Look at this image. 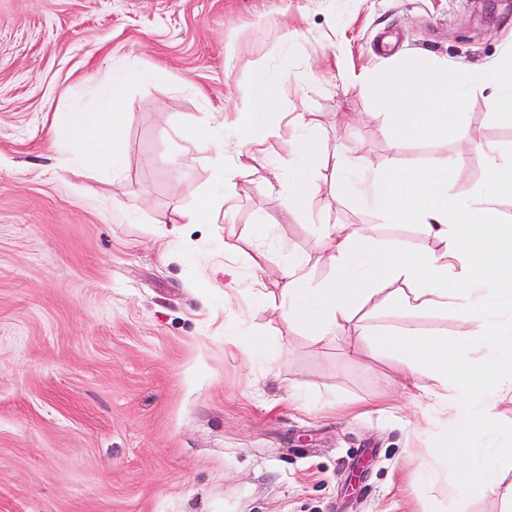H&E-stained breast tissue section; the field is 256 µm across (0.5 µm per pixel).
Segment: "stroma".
<instances>
[{
	"instance_id": "35a3bbf8",
	"label": "stroma",
	"mask_w": 512,
	"mask_h": 512,
	"mask_svg": "<svg viewBox=\"0 0 512 512\" xmlns=\"http://www.w3.org/2000/svg\"><path fill=\"white\" fill-rule=\"evenodd\" d=\"M510 30L512 0H0V512H434L413 452L444 439L445 389L424 369V393L401 389L404 360L376 337L477 322L378 295L319 341L280 316V271L301 261L309 286L329 279L318 240L333 224L441 249L348 193L336 154L363 174L448 165L466 198L485 147L512 155V122L477 92L455 133L396 150L359 73L411 53L479 68ZM119 63L151 77L122 90L115 175L55 142L73 104L97 111ZM260 76L281 105L266 128L299 114L319 145L311 219L288 212L287 149L268 138L253 164L239 137ZM212 115L220 156L193 140ZM220 164L236 173L226 204L186 223L213 202ZM249 340L269 363L246 359ZM500 472V488L449 512H512V458Z\"/></svg>"
}]
</instances>
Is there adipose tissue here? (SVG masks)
I'll list each match as a JSON object with an SVG mask.
<instances>
[{"instance_id":"obj_1","label":"adipose tissue","mask_w":512,"mask_h":512,"mask_svg":"<svg viewBox=\"0 0 512 512\" xmlns=\"http://www.w3.org/2000/svg\"><path fill=\"white\" fill-rule=\"evenodd\" d=\"M147 76V71L132 65L114 67L100 88L97 113L73 111L64 151L86 166L120 172L126 161L120 91L128 81ZM477 91L487 92L492 112L512 120V34L505 39L504 52L476 71L421 54L404 58L382 77L386 132L394 148L432 130L450 128L461 102ZM285 143L294 160L287 187L289 207L303 217L306 202L317 189L311 172L320 154L300 121L287 130ZM451 177L445 165L404 169L394 164L351 182V190L384 223L420 225L442 241L441 251L411 255L378 243L363 228L330 229L320 251L333 278L312 288L303 263L289 267L281 314L320 340L335 335L359 304L393 283L395 299L405 307H451L478 321L476 340L466 335L448 339L409 334L379 339L410 366H423L440 380L453 382L448 411L454 432L446 442L417 451L423 491H432L448 467H456L458 480L444 489L445 499L453 501L496 488L499 460L512 455V432L493 428L497 404L512 394V225L490 219L495 198L512 194V157L487 154L484 181L465 201L449 194Z\"/></svg>"}]
</instances>
